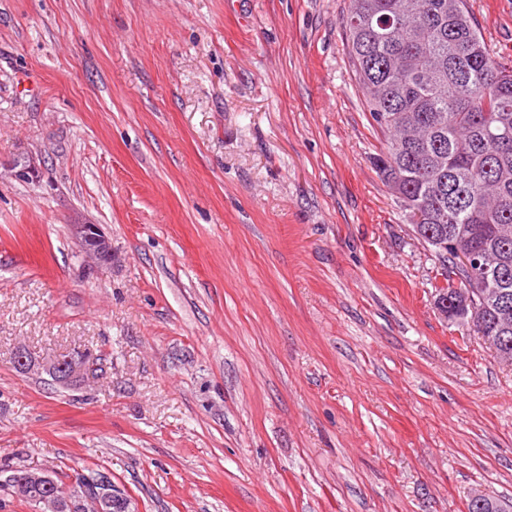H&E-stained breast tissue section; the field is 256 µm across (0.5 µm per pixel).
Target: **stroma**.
<instances>
[{
	"instance_id": "35a3bbf8",
	"label": "stroma",
	"mask_w": 512,
	"mask_h": 512,
	"mask_svg": "<svg viewBox=\"0 0 512 512\" xmlns=\"http://www.w3.org/2000/svg\"><path fill=\"white\" fill-rule=\"evenodd\" d=\"M348 4L0 0V462L108 467L139 512L512 497V364L435 308ZM467 7L512 68V0ZM22 347L103 368L51 386ZM72 235L82 253L97 260H111L112 248L109 239L96 224H74Z\"/></svg>"
}]
</instances>
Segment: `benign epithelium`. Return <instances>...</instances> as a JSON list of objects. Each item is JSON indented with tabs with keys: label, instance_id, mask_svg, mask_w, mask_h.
<instances>
[{
	"label": "benign epithelium",
	"instance_id": "7a95c632",
	"mask_svg": "<svg viewBox=\"0 0 512 512\" xmlns=\"http://www.w3.org/2000/svg\"><path fill=\"white\" fill-rule=\"evenodd\" d=\"M72 235L76 239L82 253L97 260L112 259V248L109 239L96 224H75ZM458 266L466 271L481 265L478 253L465 248L462 244H454ZM478 292L473 288L459 289L457 303L471 312L470 322H475L479 314L477 305ZM16 367H25L28 372H54L64 374V380L82 383L94 370V358H68L61 360L56 357L37 359L25 358L23 350H18L14 359ZM13 485L16 492H28L40 489L43 494L37 497L38 512H116L115 507H124L122 512H132L133 501L117 489L112 482V471L101 470L90 476L82 470H76L65 480L61 490H56L53 468L47 466H26L15 472Z\"/></svg>",
	"mask_w": 512,
	"mask_h": 512
}]
</instances>
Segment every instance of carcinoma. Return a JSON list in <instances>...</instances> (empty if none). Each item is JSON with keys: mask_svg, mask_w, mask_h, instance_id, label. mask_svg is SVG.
I'll use <instances>...</instances> for the list:
<instances>
[{"mask_svg": "<svg viewBox=\"0 0 512 512\" xmlns=\"http://www.w3.org/2000/svg\"><path fill=\"white\" fill-rule=\"evenodd\" d=\"M343 32L387 146L375 158L402 211L501 267L472 274L437 257L458 288H497L473 332L512 358V69L491 56L465 0H350Z\"/></svg>", "mask_w": 512, "mask_h": 512, "instance_id": "obj_1", "label": "carcinoma"}]
</instances>
